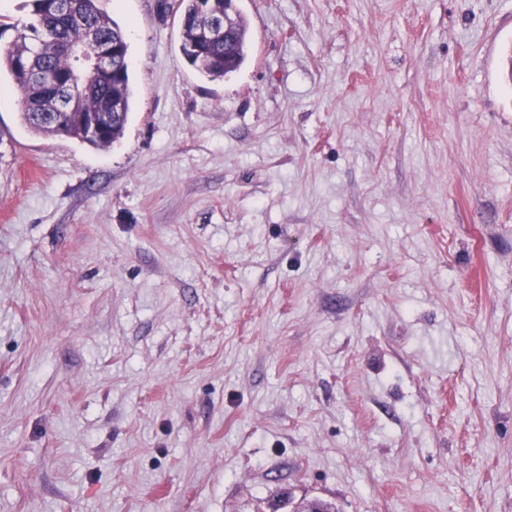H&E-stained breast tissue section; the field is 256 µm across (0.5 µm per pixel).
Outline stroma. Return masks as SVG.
Segmentation results:
<instances>
[{
	"mask_svg": "<svg viewBox=\"0 0 512 512\" xmlns=\"http://www.w3.org/2000/svg\"><path fill=\"white\" fill-rule=\"evenodd\" d=\"M99 7L113 145L0 77V512H512V0ZM197 2L202 13L210 12L209 0H179L178 10L181 17L185 18V25H181L180 50L186 63L200 76L209 80L224 79L240 70L251 53L252 39L248 21L240 10L235 15L237 0H212V11L224 13V17H213L207 38L213 41L228 33L229 37L225 41L223 38L209 44L207 51L210 60L200 59L193 47L208 28L209 19L198 12ZM232 16L233 26L229 32V19Z\"/></svg>",
	"mask_w": 512,
	"mask_h": 512,
	"instance_id": "35a3bbf8",
	"label": "stroma"
}]
</instances>
